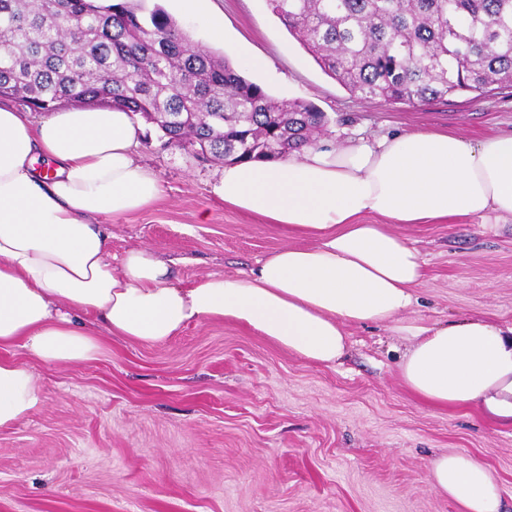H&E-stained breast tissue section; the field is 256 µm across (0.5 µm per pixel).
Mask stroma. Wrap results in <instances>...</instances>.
Listing matches in <instances>:
<instances>
[{
  "mask_svg": "<svg viewBox=\"0 0 512 512\" xmlns=\"http://www.w3.org/2000/svg\"><path fill=\"white\" fill-rule=\"evenodd\" d=\"M143 5L163 8L195 44L225 55L274 98L317 106L328 120L322 144L417 129L472 139L512 132L510 89L417 106L350 95L269 0H210L209 21L181 0ZM141 128L137 157L163 194L112 220V253L149 245L189 284L246 271L285 243L215 194L222 161L163 147L156 125ZM407 236L426 265L405 321H512V223L424 224ZM347 335V355L331 366L220 319L155 345L107 336L96 359L74 365L43 364L15 346L44 403L0 429V512H460L429 475L431 458L453 452L490 469L512 512V431L408 393L397 370L407 341L389 328L351 326Z\"/></svg>",
  "mask_w": 512,
  "mask_h": 512,
  "instance_id": "35a3bbf8",
  "label": "stroma"
}]
</instances>
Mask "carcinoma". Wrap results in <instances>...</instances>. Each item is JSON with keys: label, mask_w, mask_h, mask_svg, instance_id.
<instances>
[{"label": "carcinoma", "mask_w": 512, "mask_h": 512, "mask_svg": "<svg viewBox=\"0 0 512 512\" xmlns=\"http://www.w3.org/2000/svg\"><path fill=\"white\" fill-rule=\"evenodd\" d=\"M326 74L364 100L419 104L512 88V0H269ZM0 98L34 112L101 102L204 159L275 161L325 114L278 100L173 18L133 0H0Z\"/></svg>", "instance_id": "carcinoma-1"}]
</instances>
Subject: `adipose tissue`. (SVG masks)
<instances>
[{"mask_svg":"<svg viewBox=\"0 0 512 512\" xmlns=\"http://www.w3.org/2000/svg\"><path fill=\"white\" fill-rule=\"evenodd\" d=\"M140 133L109 106L37 121L0 106V428L43 404L36 376L2 349L20 344L47 364L80 363L97 357L104 333L156 344L189 323L223 319L318 365L344 357L347 326L388 327L410 339L398 362L407 392L512 430V323L400 319L424 276L404 228L512 223V133L474 140L409 130L225 164L214 188L225 206L293 241L247 272L189 285L148 246L112 254L101 222L162 194L134 157ZM429 471L461 512H502L490 471L471 455L435 456Z\"/></svg>","mask_w":512,"mask_h":512,"instance_id":"ef3b65f1","label":"adipose tissue"}]
</instances>
